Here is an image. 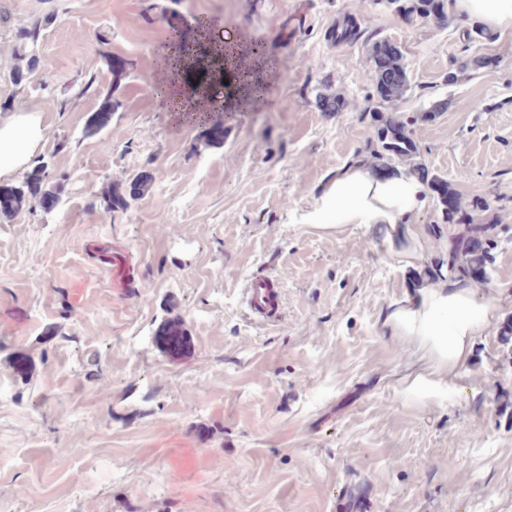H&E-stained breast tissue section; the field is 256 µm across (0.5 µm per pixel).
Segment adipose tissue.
<instances>
[{
  "mask_svg": "<svg viewBox=\"0 0 512 512\" xmlns=\"http://www.w3.org/2000/svg\"><path fill=\"white\" fill-rule=\"evenodd\" d=\"M458 16L479 22L500 33L512 34V0H454ZM42 131L31 116H21L0 126V177L12 175L33 155ZM428 188L416 176L398 169L376 174L350 167L330 181L304 221L321 227L355 224L379 229L388 255L399 267L410 266L418 256L420 233L410 217L426 202ZM469 280L426 283L412 298L394 303L383 319L386 336L397 340L401 353L426 348L427 373L404 389L408 400L446 399L452 393L448 373L465 366L476 336L493 325L498 300H476Z\"/></svg>",
  "mask_w": 512,
  "mask_h": 512,
  "instance_id": "adipose-tissue-1",
  "label": "adipose tissue"
}]
</instances>
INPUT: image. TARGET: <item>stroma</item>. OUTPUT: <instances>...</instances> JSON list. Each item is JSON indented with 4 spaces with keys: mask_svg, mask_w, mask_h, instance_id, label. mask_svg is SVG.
I'll list each match as a JSON object with an SVG mask.
<instances>
[{
    "mask_svg": "<svg viewBox=\"0 0 512 512\" xmlns=\"http://www.w3.org/2000/svg\"><path fill=\"white\" fill-rule=\"evenodd\" d=\"M350 18L403 54L395 113L414 117L417 151L396 168L447 181L496 241L483 280L496 326L446 400L402 398L429 358L401 354L382 320L415 278H447L464 226L429 196L411 217L417 267L402 271L379 232L303 221L340 170L377 166L370 45L325 38ZM175 27L226 47L263 95L230 69L220 114L150 93L173 76ZM466 32L378 0H0V122L38 118L31 162L61 198L0 214V512H83L89 499L101 512H335L351 486L369 512H512V36ZM25 53L37 65L18 83ZM112 59L126 78L97 130ZM138 174L141 195L108 211V190ZM165 224L193 243L170 242ZM94 236L131 248L142 287L113 288L84 249ZM260 269L284 281L282 327L240 307ZM172 296L198 342L178 366L149 349ZM18 350L32 368L17 376L1 363Z\"/></svg>",
    "mask_w": 512,
    "mask_h": 512,
    "instance_id": "1",
    "label": "stroma"
}]
</instances>
